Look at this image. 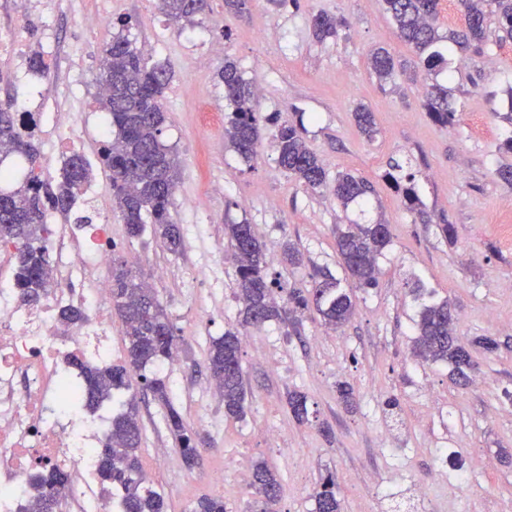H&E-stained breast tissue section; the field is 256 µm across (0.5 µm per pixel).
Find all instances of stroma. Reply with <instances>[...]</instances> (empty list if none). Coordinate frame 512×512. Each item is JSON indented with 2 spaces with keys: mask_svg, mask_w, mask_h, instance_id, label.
<instances>
[{
  "mask_svg": "<svg viewBox=\"0 0 512 512\" xmlns=\"http://www.w3.org/2000/svg\"><path fill=\"white\" fill-rule=\"evenodd\" d=\"M55 2L50 23L58 52L47 76L33 78L0 57V103L21 109L39 99L44 111L73 113L81 126L76 151L95 156L107 122L96 98L113 19L131 17L137 45H152L150 61L172 73L163 98L164 139L182 168L173 198L182 252L169 253L149 233L127 239L108 172L95 168L90 183L121 256L152 284L177 330L180 360L169 372L179 386L174 401L205 442L200 464L186 468L163 408L149 398L140 403L141 466L154 473L168 512H190L202 495L246 512L259 458L280 476L279 512H312L313 489L329 471L343 512H393L396 501L417 512H512V236L500 230L512 225L505 209L512 184L498 175L512 166V153L501 148L512 136V124L502 118L512 111V43L491 37L482 53L461 54L446 41L451 74L432 78L411 64L382 86L369 67L370 52L384 47L410 63L413 54L381 0H290L280 7L250 0L242 15L225 10L224 0H210L209 14L194 26L168 20L156 0H112L94 30L78 19L101 9L103 0ZM320 12L344 18L337 36L316 39L310 19ZM261 30L268 38L258 39ZM76 43L85 50L74 58ZM228 57L257 88L258 112L302 123L329 174L350 171L371 182L367 205L342 206L333 194L311 193L289 178L276 163L274 127H267L251 161L230 147L224 125L232 107L217 78ZM432 79L448 88L454 125L435 123L422 103L421 86ZM360 104L375 115L370 140L354 120ZM406 156L426 224L385 177L390 161ZM380 218L391 226V241L378 259L377 286L357 293L352 321L334 332L311 311L297 335L275 323L250 329L251 342L241 347L247 414L225 416L207 369L211 340L237 326L240 312L225 224L253 225L280 287L310 289L316 270L342 273L337 226ZM447 222L456 226L452 243L438 230ZM288 242L303 252L301 266L281 264ZM200 267L207 270L201 282L191 276ZM411 280L452 302L456 334L474 362L466 375L414 356ZM486 336L498 342L496 352L479 346ZM341 382L352 389V404L339 398ZM291 391L306 395L307 422L291 416ZM442 448L449 473L467 470L469 481L432 486L418 502L415 485L438 464Z\"/></svg>",
  "mask_w": 512,
  "mask_h": 512,
  "instance_id": "35a3bbf8",
  "label": "stroma"
}]
</instances>
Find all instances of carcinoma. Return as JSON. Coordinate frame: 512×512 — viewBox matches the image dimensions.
I'll return each mask as SVG.
<instances>
[{"mask_svg":"<svg viewBox=\"0 0 512 512\" xmlns=\"http://www.w3.org/2000/svg\"><path fill=\"white\" fill-rule=\"evenodd\" d=\"M384 9L396 25L399 38L421 59L428 73L448 69V58L440 50L444 39L451 40L460 52H479L490 23H496L497 41L512 42V0H457L464 18L462 29L439 33V0H383ZM208 0H158L159 11L174 22L196 24L195 18L208 10ZM123 33L112 38L103 52L101 84L105 93L97 104L109 113L108 135L99 141L100 167L110 173L112 205L119 212L130 238H139L146 227L172 254L182 250L180 225L171 208L181 179V164L175 149L163 140L165 113L162 97L171 81V72L159 64H149L136 42L125 34L130 20L119 18ZM344 20L328 14L311 19L319 40L333 37ZM370 67L384 85L392 79L396 62L384 49L370 56ZM224 98L232 105L224 134L235 152L245 160L256 155L266 119L255 111L256 89L246 80L233 60L224 59L218 73ZM423 106L432 120L446 126L455 121L456 111L448 101V87L438 83L424 87ZM360 132L371 137L376 132L373 112L361 105L354 114ZM36 131L25 126L12 107L0 108V171L10 167L6 160L20 155L28 162L29 173L15 191L0 189V242L12 246L13 280L23 301L37 303L58 286L51 252L45 236V219L57 213L69 219L79 193L91 180V165L74 153L67 158L56 180L43 178L39 140ZM274 147L279 167L306 190L317 193L327 187V172L322 160L302 136L301 125L284 122L277 127ZM386 177L403 194L408 208L424 215L412 175L404 173L398 162L389 164ZM333 195L343 207L362 200L371 192L370 182L349 172L336 174ZM224 236L235 261V297L241 304L240 328L224 331L212 340L208 364L212 380L224 403V415L241 420L246 415V388L241 365L240 329L262 327L268 323L291 325L298 330L301 314L314 308L324 326L341 329L354 317L353 289L340 287V281L325 272L311 290H286L273 287L268 270L272 263L265 245L252 225L246 222L224 225ZM391 240L390 225L382 220L373 224H348L336 227V248L345 275L358 289L377 283V258ZM112 311L123 323L126 360L120 364L96 365L75 360L85 407L95 410L115 400L107 433L97 450L99 480L111 486L116 512H166L164 495L143 480L138 451L142 425L134 391L150 392L165 409V422L181 458L188 462L200 453L197 435L186 425L173 403V387L167 374L157 366L167 361L177 347L178 336L166 307L145 278L135 274L120 257L112 256ZM61 323L82 324L86 316L70 306L58 313ZM413 353L430 363L448 362L462 371L473 366L466 347L453 332V313L446 300L421 304L415 322ZM292 416L308 420L307 397L299 392L287 394ZM69 482L63 472H43L31 476L27 506L22 512H61L63 502L58 489ZM256 499L250 512H277L281 482L264 460L253 463ZM314 512H341L336 478L329 473L321 479L313 495ZM191 512H230L224 499L202 496Z\"/></svg>","mask_w":512,"mask_h":512,"instance_id":"cac0c4a2","label":"carcinoma"}]
</instances>
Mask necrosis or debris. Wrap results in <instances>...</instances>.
Wrapping results in <instances>:
<instances>
[{"label":"necrosis or debris","instance_id":"necrosis-or-debris-1","mask_svg":"<svg viewBox=\"0 0 512 512\" xmlns=\"http://www.w3.org/2000/svg\"><path fill=\"white\" fill-rule=\"evenodd\" d=\"M114 246L112 226L100 218L86 234L55 240L59 286L36 305L0 279V512H17L30 475L47 468L71 475L63 512H112L94 463L103 416L71 411L77 370L70 360L98 362L112 353L105 271ZM74 304L90 316L60 334L57 312Z\"/></svg>","mask_w":512,"mask_h":512}]
</instances>
